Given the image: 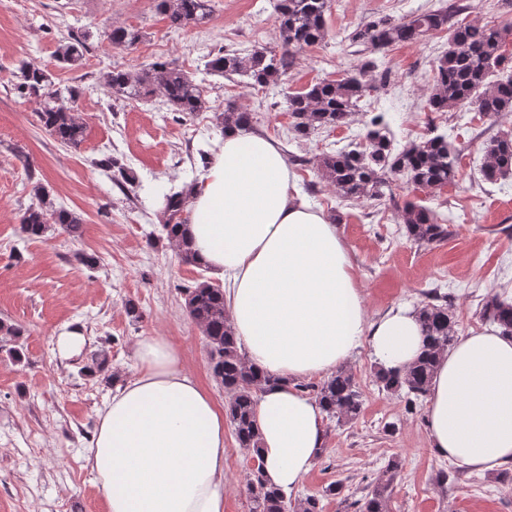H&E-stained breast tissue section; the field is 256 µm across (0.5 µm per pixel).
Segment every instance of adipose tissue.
<instances>
[{"instance_id":"obj_1","label":"adipose tissue","mask_w":512,"mask_h":512,"mask_svg":"<svg viewBox=\"0 0 512 512\" xmlns=\"http://www.w3.org/2000/svg\"><path fill=\"white\" fill-rule=\"evenodd\" d=\"M185 237L224 283L249 363L281 376L258 395L263 477L297 490L326 427L300 384L332 372L362 342L402 370L422 353L418 314L400 305L369 319L332 215L309 205L277 143L230 129L194 185ZM136 374L98 414L87 461L107 512H224V414L160 336L136 344ZM431 446L477 470L512 461V337L489 329L440 359L427 403Z\"/></svg>"}]
</instances>
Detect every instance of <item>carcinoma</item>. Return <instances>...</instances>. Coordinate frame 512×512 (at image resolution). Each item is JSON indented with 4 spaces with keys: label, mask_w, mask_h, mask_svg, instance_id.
<instances>
[{
    "label": "carcinoma",
    "mask_w": 512,
    "mask_h": 512,
    "mask_svg": "<svg viewBox=\"0 0 512 512\" xmlns=\"http://www.w3.org/2000/svg\"><path fill=\"white\" fill-rule=\"evenodd\" d=\"M211 0H157L156 8L169 20L170 26L182 28L203 22L211 13ZM329 0H277L275 23L281 35L280 51L255 49L243 56L236 51L220 50L206 62V70L214 76L238 75L261 88H277L282 77L293 66L301 49L323 42L328 34L326 14ZM473 8L471 3H454L430 9L401 22L387 19L371 20L351 35L379 50L394 43H414L428 33L448 28V47L435 61L428 105L433 112H451L465 106H475L478 112L497 117L512 112V76L492 79L505 69L512 58L504 55L506 45H512V27L455 21V17ZM111 46L130 49L142 38L135 28L117 27L110 30ZM85 41L72 38L59 42L56 57L60 64L77 67L84 56ZM381 84L388 82V71L375 58L363 60L357 68L339 79H324L301 93L288 95L291 122L289 131L298 139L309 137L320 129L333 130L353 121L360 103L371 85L368 78ZM104 87L115 98L139 100L159 95L175 112L193 114L206 109L207 101L199 83L185 70L169 62H153L139 71L115 67L108 72ZM16 89L39 99L37 118L40 126L58 142L78 147L84 140L85 127L74 112L79 98L76 86L61 87L51 75L27 62L18 68ZM253 113L232 104L220 114L221 130L253 128ZM361 141L324 152L314 160L321 178L334 187L342 200H379L392 191L391 181L402 178L418 188L438 189L456 180L458 155L448 136L435 134L420 142L398 144L390 131L388 113L376 112L363 124ZM107 172L117 171L114 180L133 184V171L108 154L98 161ZM482 180L491 184L512 174V138L497 137L483 148L480 167ZM36 202L29 205L21 217L20 231L27 239L41 238L48 225L56 224L71 237L81 234V216L49 200V192L34 173H28ZM195 181L162 191L160 222L166 240L177 247L180 262L197 264L192 248L180 234L187 223L183 217L187 198ZM399 220L405 224L408 238L419 245L442 242L448 235V217L408 202ZM184 307L205 338L212 377L224 387L228 401L224 407L238 447L260 460L259 434L255 419L258 394L274 387L282 379L249 364L234 338L224 310V289L207 280L196 281L179 289ZM419 321L426 338L422 356L406 371L399 372L377 366L374 371L378 389L403 397L413 405L430 395L433 370L438 359L455 341L453 316L445 297L432 292L418 306ZM480 317L512 336V301L492 296L482 303ZM22 335L20 328L0 321V351L14 363L24 359L16 345ZM322 407L325 418L338 424L359 419L363 400L353 374L346 368L318 385H307ZM403 469L402 460L391 457L379 477L365 487V495L352 502L356 512H388L393 485ZM252 502V512H323L320 499L309 496L294 501L279 489L267 486L262 468L252 469L246 482Z\"/></svg>",
    "instance_id": "obj_1"
}]
</instances>
